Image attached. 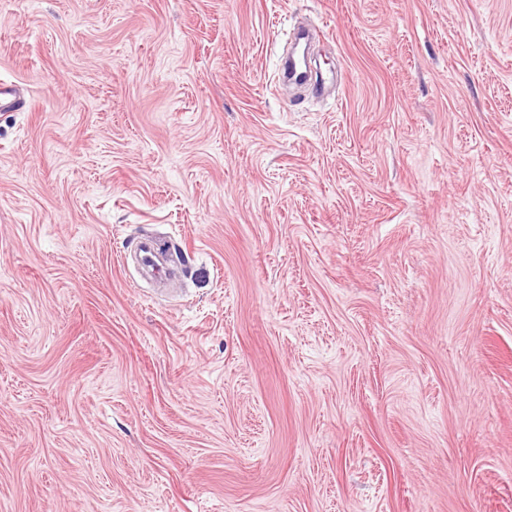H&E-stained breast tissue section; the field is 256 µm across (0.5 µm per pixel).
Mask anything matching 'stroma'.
<instances>
[{
  "instance_id": "1",
  "label": "stroma",
  "mask_w": 512,
  "mask_h": 512,
  "mask_svg": "<svg viewBox=\"0 0 512 512\" xmlns=\"http://www.w3.org/2000/svg\"><path fill=\"white\" fill-rule=\"evenodd\" d=\"M0 79V512H512V0H0Z\"/></svg>"
}]
</instances>
